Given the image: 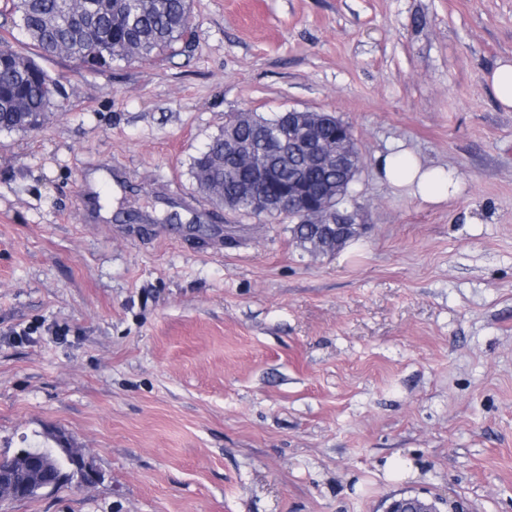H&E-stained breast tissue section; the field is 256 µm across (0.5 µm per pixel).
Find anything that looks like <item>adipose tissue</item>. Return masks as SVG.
<instances>
[{"instance_id":"1","label":"adipose tissue","mask_w":512,"mask_h":512,"mask_svg":"<svg viewBox=\"0 0 512 512\" xmlns=\"http://www.w3.org/2000/svg\"><path fill=\"white\" fill-rule=\"evenodd\" d=\"M375 167L391 187L429 204H439L453 196L460 179L456 170L425 166L403 148L378 155Z\"/></svg>"}]
</instances>
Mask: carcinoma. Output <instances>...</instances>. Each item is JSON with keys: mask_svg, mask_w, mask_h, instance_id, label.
Wrapping results in <instances>:
<instances>
[{"mask_svg": "<svg viewBox=\"0 0 512 512\" xmlns=\"http://www.w3.org/2000/svg\"><path fill=\"white\" fill-rule=\"evenodd\" d=\"M190 0H88L86 10L73 14L67 0H10L8 14L41 54L51 56L64 45L72 59L102 55L124 59L128 47L143 59H155L185 43L189 34ZM8 62L0 65V132H27L37 122L44 124L57 106V81L34 59L6 48ZM226 121L246 144L255 166L279 167L278 158L265 151L270 141L288 136V116L272 118L256 112H228ZM337 118L331 114L303 112L294 117L295 126L316 124L327 145L336 143ZM192 173L200 192L215 204L235 192L236 178L224 169V133L212 138L193 159ZM343 176L320 167L309 170V189L316 195L334 191L347 203L350 189L342 187ZM316 222L291 227L293 238L312 253L319 252Z\"/></svg>", "mask_w": 512, "mask_h": 512, "instance_id": "1", "label": "carcinoma"}]
</instances>
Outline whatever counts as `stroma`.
I'll return each mask as SVG.
<instances>
[{
	"label": "stroma",
	"instance_id": "stroma-1",
	"mask_svg": "<svg viewBox=\"0 0 512 512\" xmlns=\"http://www.w3.org/2000/svg\"><path fill=\"white\" fill-rule=\"evenodd\" d=\"M192 29L93 72L0 26L61 103L0 132V453L63 431L99 473L0 512H512V0H192ZM293 108L364 158L332 256L192 175L226 113ZM399 143L458 195L383 182ZM498 104L506 110L512 108V60L501 59L487 74ZM301 113L296 115L293 119V123L296 128L300 125L317 124L318 133L322 140L327 145L336 144V121L340 119L336 118L331 114L318 113V112H295ZM386 512H438L435 503L419 497H401L393 500Z\"/></svg>",
	"mask_w": 512,
	"mask_h": 512
}]
</instances>
